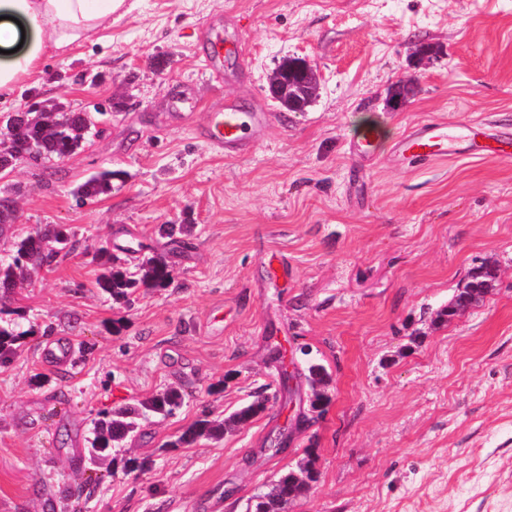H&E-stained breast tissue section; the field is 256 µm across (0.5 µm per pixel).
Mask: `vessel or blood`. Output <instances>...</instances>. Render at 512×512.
I'll use <instances>...</instances> for the list:
<instances>
[{
  "label": "vessel or blood",
  "instance_id": "obj_1",
  "mask_svg": "<svg viewBox=\"0 0 512 512\" xmlns=\"http://www.w3.org/2000/svg\"><path fill=\"white\" fill-rule=\"evenodd\" d=\"M271 123L269 112H248L233 99H225L222 111L210 113L200 136L228 156L251 153L261 144ZM512 149V126L474 121L463 125L457 135H449L443 122L411 128L395 146L396 157L408 164H421L438 156H481L507 154Z\"/></svg>",
  "mask_w": 512,
  "mask_h": 512
}]
</instances>
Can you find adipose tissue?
<instances>
[{"mask_svg":"<svg viewBox=\"0 0 512 512\" xmlns=\"http://www.w3.org/2000/svg\"><path fill=\"white\" fill-rule=\"evenodd\" d=\"M127 0H0V105L14 87L38 73L48 52L65 51L89 37L113 15L127 11Z\"/></svg>","mask_w":512,"mask_h":512,"instance_id":"adipose-tissue-1","label":"adipose tissue"}]
</instances>
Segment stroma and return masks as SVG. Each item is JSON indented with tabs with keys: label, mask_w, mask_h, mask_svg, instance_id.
<instances>
[{
	"label": "stroma",
	"mask_w": 512,
	"mask_h": 512,
	"mask_svg": "<svg viewBox=\"0 0 512 512\" xmlns=\"http://www.w3.org/2000/svg\"><path fill=\"white\" fill-rule=\"evenodd\" d=\"M129 3L11 95L14 112L30 93L114 108L79 152L0 181L19 207L0 258L47 224L78 242L52 270H28L0 310L23 333L0 367V512H43L48 499L54 512H246L310 448L318 480L286 512H512V156L388 160L428 119L452 134L512 121V0ZM216 42L242 50L233 79L200 69ZM286 57L318 75L301 112L269 91ZM398 82L409 92L391 111ZM226 97L273 114L248 156L196 137ZM366 130L371 161L349 152ZM102 169L111 192L78 202L72 188ZM104 250L132 272L164 258L174 282L114 299L96 286ZM482 266L493 288L440 318ZM65 337L79 359L43 365ZM277 343L330 374L324 414L288 451L267 439L311 395L302 362L263 415L176 446L203 410L223 419L275 384ZM170 388L184 399L176 415L101 459L88 501L67 499L88 477L78 459L99 412Z\"/></svg>",
	"instance_id": "1"
}]
</instances>
